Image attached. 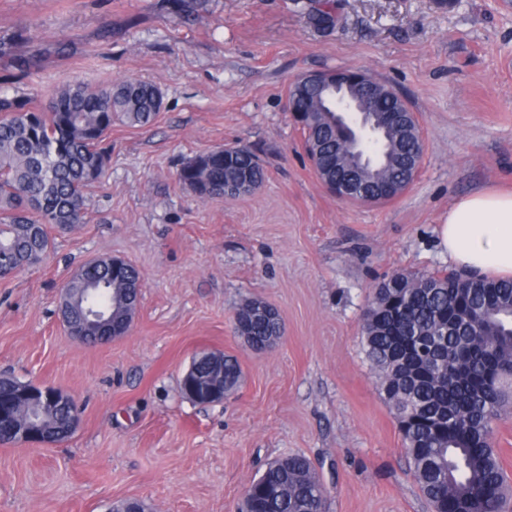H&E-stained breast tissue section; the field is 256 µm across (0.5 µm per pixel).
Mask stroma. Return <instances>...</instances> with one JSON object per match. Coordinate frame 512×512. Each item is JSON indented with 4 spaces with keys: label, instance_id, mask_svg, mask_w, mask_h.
Masks as SVG:
<instances>
[{
    "label": "stroma",
    "instance_id": "obj_1",
    "mask_svg": "<svg viewBox=\"0 0 512 512\" xmlns=\"http://www.w3.org/2000/svg\"><path fill=\"white\" fill-rule=\"evenodd\" d=\"M0 0V89L44 103L57 86L156 83L153 124H114L86 224L51 230L38 268L0 279V374L54 386L79 421L58 447L0 446V512H238L271 460L309 457L329 512H431L409 473L361 332L379 280L452 263L437 228L454 202L512 189V0ZM356 69L415 113L424 154L382 204L339 200L317 178L287 110L291 83ZM256 149L263 188L200 200L182 163ZM141 275L129 333L95 347L58 318L64 281L89 260ZM284 326L263 352L235 334L245 301ZM234 356L242 381L200 406L181 391L193 357Z\"/></svg>",
    "mask_w": 512,
    "mask_h": 512
}]
</instances>
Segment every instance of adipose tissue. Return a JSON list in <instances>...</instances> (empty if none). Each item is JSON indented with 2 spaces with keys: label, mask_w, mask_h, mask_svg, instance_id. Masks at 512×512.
Wrapping results in <instances>:
<instances>
[{
  "label": "adipose tissue",
  "mask_w": 512,
  "mask_h": 512,
  "mask_svg": "<svg viewBox=\"0 0 512 512\" xmlns=\"http://www.w3.org/2000/svg\"><path fill=\"white\" fill-rule=\"evenodd\" d=\"M438 236L441 249L459 269L512 278V193L484 190L458 199Z\"/></svg>",
  "instance_id": "ef3b65f1"
}]
</instances>
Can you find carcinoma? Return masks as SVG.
<instances>
[{"label": "carcinoma", "mask_w": 512, "mask_h": 512, "mask_svg": "<svg viewBox=\"0 0 512 512\" xmlns=\"http://www.w3.org/2000/svg\"><path fill=\"white\" fill-rule=\"evenodd\" d=\"M384 111L376 113L381 137L370 150L377 158L364 170L390 189L380 202L409 185L424 151L419 125L392 129L387 110L401 96L381 86ZM312 86L297 98L306 152L336 153L340 138L328 112H315ZM160 89L137 80L88 87L65 84L46 107L21 94L0 92V278L41 266L52 249L46 225L71 231L86 222L85 189L98 181L109 161L104 146L112 125L147 127L162 108ZM256 152L241 146L200 154L178 171L181 183L201 200L224 196V185L250 180L256 192L266 173ZM89 286L87 305L112 309L125 282L105 263L85 265L64 284ZM235 332L263 351L280 339L278 313L248 300L234 314ZM365 353L378 387L397 422L410 473L434 512H505L507 477L492 440L493 426L512 412V279L478 278L454 270L396 272L372 291L362 314ZM241 368L224 359V388L240 385ZM19 382L0 377V399L13 402V419L29 421L26 403L16 400ZM76 406L55 409L48 425L65 427ZM323 480L309 458L292 454L273 461L251 484L241 512H326Z\"/></svg>", "instance_id": "cac0c4a2"}]
</instances>
